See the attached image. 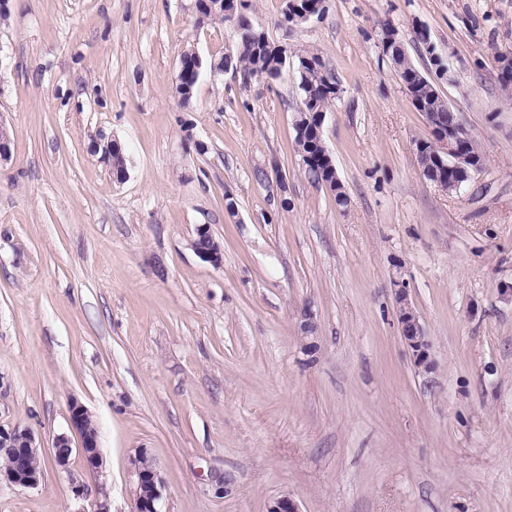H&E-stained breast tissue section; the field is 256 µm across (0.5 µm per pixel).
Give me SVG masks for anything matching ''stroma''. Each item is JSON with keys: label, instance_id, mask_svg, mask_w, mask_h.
Returning a JSON list of instances; mask_svg holds the SVG:
<instances>
[{"label": "stroma", "instance_id": "stroma-1", "mask_svg": "<svg viewBox=\"0 0 512 512\" xmlns=\"http://www.w3.org/2000/svg\"><path fill=\"white\" fill-rule=\"evenodd\" d=\"M250 0L275 45L329 58L342 92L322 137L348 196L295 151L296 83L179 60L232 50L196 0H9L0 24V425L30 428L44 478L0 484V512H79L71 488L132 512L131 460L165 482L161 512H512V0H325L299 25ZM411 60L426 27L439 91L486 159L459 193L421 174L431 140L379 45ZM117 140L116 179L95 138ZM206 224L223 263L192 249ZM408 283L432 372L398 329ZM317 324L301 339L304 309ZM99 428L101 473L54 466L69 405ZM187 53L190 56L194 57L195 62H196V66L194 67V70L197 73L195 71H193V67L190 64V62H187V66L183 70L182 74L180 76L177 74V82H176L175 90H176V93L181 97V99L183 97H186L187 95H191V97L193 96L195 86H196V83L198 80L197 74L199 77V73L202 69L201 65H202L203 60L200 57V55L196 51L187 52Z\"/></svg>", "mask_w": 512, "mask_h": 512}]
</instances>
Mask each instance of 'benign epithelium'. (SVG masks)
I'll return each mask as SVG.
<instances>
[{
    "mask_svg": "<svg viewBox=\"0 0 512 512\" xmlns=\"http://www.w3.org/2000/svg\"><path fill=\"white\" fill-rule=\"evenodd\" d=\"M247 5L245 0H197L198 23L207 17L224 13V19L235 22ZM286 13L289 23L298 25L316 16V11L304 10L293 0L287 3ZM281 60V76L299 79L307 94L301 96L298 112L294 113V127L300 133L312 129L317 138H322V125L325 113L315 111L313 93L325 81L323 68L310 60L297 64L288 55L286 48L278 47ZM412 102L420 109L431 128L438 148L428 151L426 145L416 147L420 172H435L438 177L432 183L446 192L460 191L465 187L463 181H472L479 172L483 155L469 151L472 137L461 124L458 114L442 97L411 96ZM448 109L443 113L442 109ZM94 150L102 152V159L112 168L118 178L126 175L125 157L120 146L112 141H98ZM453 169L461 174L460 180L448 182L446 173ZM194 251L206 261L218 266L222 262L219 245L212 239L209 228L203 224L197 228L196 237L191 243ZM395 304L400 336L411 352L416 367L424 372L432 370L429 342L425 330L415 311L404 281H395ZM69 428L78 438L77 446H72L71 436L58 435L53 442L52 457L54 463L64 468L69 464L73 453H78L85 469L98 473L102 470L103 460L98 446V427L92 425V414L77 401L69 405ZM40 445L34 433L27 427L0 425V482L5 481L20 488H35L41 482L43 470L35 463L39 456ZM133 465L137 477L134 490V512H161L159 502L162 499L164 481L156 461L141 450L134 456ZM267 512H301L297 501L291 495H283L270 504Z\"/></svg>",
    "mask_w": 512,
    "mask_h": 512,
    "instance_id": "1",
    "label": "benign epithelium"
}]
</instances>
